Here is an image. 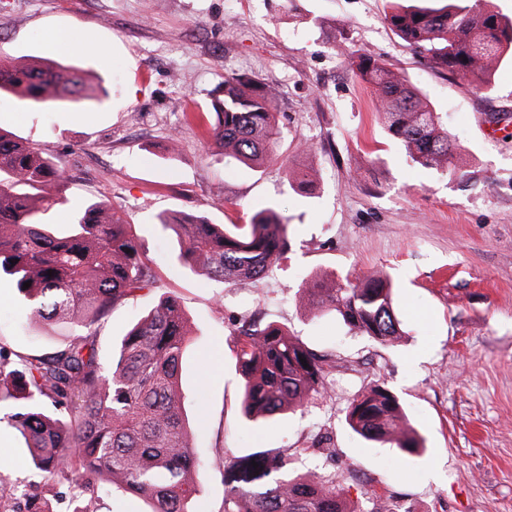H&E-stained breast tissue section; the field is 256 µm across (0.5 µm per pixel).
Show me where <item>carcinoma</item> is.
<instances>
[{
    "instance_id": "obj_1",
    "label": "carcinoma",
    "mask_w": 512,
    "mask_h": 512,
    "mask_svg": "<svg viewBox=\"0 0 512 512\" xmlns=\"http://www.w3.org/2000/svg\"><path fill=\"white\" fill-rule=\"evenodd\" d=\"M385 19L431 68L486 92L493 90L492 77L504 56L512 53V18L488 2L393 6ZM352 64L374 89L388 137L416 164L449 170L456 147L422 93L384 60L358 55ZM85 91L84 71L77 67L0 60V93L79 109L88 98ZM277 97L275 88L247 74L228 73L223 96L184 120L205 121L225 157L259 167L273 156L279 139ZM66 182L61 161L0 133V278L11 282L29 318L77 329L67 343L41 354L0 343V408L9 409L7 421L24 439L42 479L80 490L73 512H98L107 484L144 499L150 512H193L190 505L209 468L224 471V512H357L336 479L293 473L286 450H260L229 461H208L195 452L180 391L188 338L178 296L160 297L112 348L110 363L101 361L97 329L111 309L148 287L154 274L124 218L104 199L76 211L68 233L52 231L44 215L67 202ZM160 225L177 237L180 267L226 285L261 280L290 250L288 225L271 206L253 213L247 224H212L184 214ZM49 270L54 274L47 275ZM298 294L301 304L332 312L380 343L401 335L393 286L383 272L355 282L306 280ZM232 336L247 416L284 414L323 387L319 358L281 326L244 322ZM346 422L364 439L386 443L404 456L421 448L399 399L380 384L352 400ZM0 512L53 510L44 491L0 485Z\"/></svg>"
}]
</instances>
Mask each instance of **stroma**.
<instances>
[{
  "label": "stroma",
  "instance_id": "1",
  "mask_svg": "<svg viewBox=\"0 0 512 512\" xmlns=\"http://www.w3.org/2000/svg\"><path fill=\"white\" fill-rule=\"evenodd\" d=\"M391 0H0V55L74 64L87 74L84 111L0 95V130L63 159L66 232L75 209L103 198L124 213L154 283L99 330L103 361L162 295L180 297L188 342L180 387L197 453L232 459L288 450L292 466L335 477L350 502L381 496L411 512H512V59L493 95L428 68L389 28ZM391 63L419 89L455 145L452 171L414 163L387 139L371 87L351 54ZM279 91L278 155L248 168L215 150L184 113L222 90L228 72ZM178 147H171V138ZM316 169L315 182L290 170ZM273 206L290 251L258 283L227 286L180 268L162 217L240 224ZM395 284L402 323L380 343L336 315L299 306L310 278ZM0 284V342L38 354L70 331L26 320ZM274 323L325 359L326 378L296 412L246 418L230 333ZM382 384L422 440L419 455L354 433L352 399ZM0 477L31 483L22 438L0 425Z\"/></svg>",
  "mask_w": 512,
  "mask_h": 512
}]
</instances>
